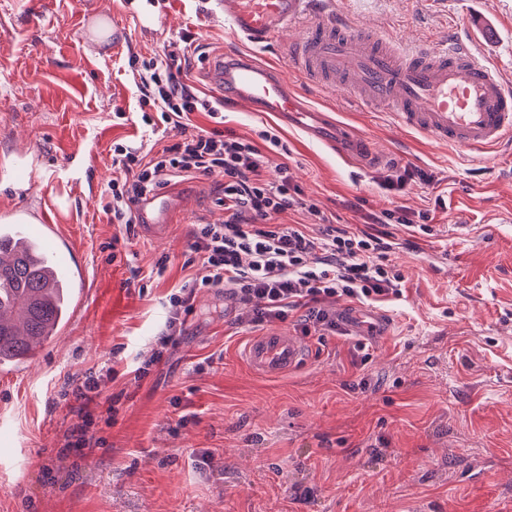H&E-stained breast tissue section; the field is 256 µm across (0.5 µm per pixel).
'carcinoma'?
I'll return each mask as SVG.
<instances>
[{
	"instance_id": "1",
	"label": "carcinoma",
	"mask_w": 512,
	"mask_h": 512,
	"mask_svg": "<svg viewBox=\"0 0 512 512\" xmlns=\"http://www.w3.org/2000/svg\"><path fill=\"white\" fill-rule=\"evenodd\" d=\"M0 235V363L31 357L58 335L70 312L69 282L49 275V264L24 251L9 252Z\"/></svg>"
}]
</instances>
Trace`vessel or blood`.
Masks as SVG:
<instances>
[{"mask_svg": "<svg viewBox=\"0 0 512 512\" xmlns=\"http://www.w3.org/2000/svg\"><path fill=\"white\" fill-rule=\"evenodd\" d=\"M212 2L213 14L223 15L242 44L208 57L205 74L213 93L226 104L272 113L343 160L370 168L380 158L367 136L311 106L294 89L292 75L331 96L359 98L388 112L400 128L463 153L485 152L512 138V90L461 37L477 28L471 17L458 19L445 43L404 48L377 31L350 27L335 0ZM291 27L298 35L286 48V68L256 57V49L276 43ZM180 209L179 195L156 190L135 204L134 222L143 234L159 237ZM20 239L57 269L70 268V251L57 240L53 224L23 225ZM339 313L358 335L383 336L389 330L382 314L352 305ZM243 360L253 374L279 378L306 362L307 353L301 337L268 329L247 340Z\"/></svg>", "mask_w": 512, "mask_h": 512, "instance_id": "1", "label": "vessel or blood"}]
</instances>
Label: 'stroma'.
Here are the masks:
<instances>
[{
	"instance_id": "35a3bbf8",
	"label": "stroma",
	"mask_w": 512,
	"mask_h": 512,
	"mask_svg": "<svg viewBox=\"0 0 512 512\" xmlns=\"http://www.w3.org/2000/svg\"><path fill=\"white\" fill-rule=\"evenodd\" d=\"M159 31L143 28L138 0H0V218L49 215L82 275L61 334L25 363L0 366V512H502L512 505V144L481 159L396 127L354 98L297 89L365 133L382 163L355 167L304 133L246 106L224 109V130H267L287 147L306 194L343 224L400 204L431 208L434 234L390 254L406 278L381 304L388 335L358 349L357 336L307 337L308 361L286 376L253 375L239 355L253 328L235 301L200 290L184 337L148 377L135 380L176 286L203 276L184 264L199 220L222 219L219 177L177 183L183 222L150 238L106 213L112 145L139 143L138 96L127 55L150 58L193 36L188 79L206 89L202 56L235 41L205 0H152ZM350 26L396 44L447 39L465 14H486L493 37L471 40L512 90V0H339ZM126 45L91 34L97 20ZM434 173L438 188L401 195L377 176L392 163ZM116 249H109L113 236ZM166 259L163 277L151 276ZM141 269L145 280L132 276ZM210 367H203L205 357ZM114 368L101 398L118 396L112 421L96 417L103 447L64 450L77 423L72 380ZM180 406H173V397ZM191 415L179 425L181 415Z\"/></svg>"
}]
</instances>
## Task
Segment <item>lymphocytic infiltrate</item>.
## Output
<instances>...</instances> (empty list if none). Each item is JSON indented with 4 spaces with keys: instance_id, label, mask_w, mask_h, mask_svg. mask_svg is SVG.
<instances>
[{
    "instance_id": "obj_1",
    "label": "lymphocytic infiltrate",
    "mask_w": 512,
    "mask_h": 512,
    "mask_svg": "<svg viewBox=\"0 0 512 512\" xmlns=\"http://www.w3.org/2000/svg\"><path fill=\"white\" fill-rule=\"evenodd\" d=\"M181 52V46H174L160 60L141 58L134 51L129 54L148 137L134 146L113 144L118 174L108 183L104 209L130 234L133 206L147 192L175 180L218 174L224 178L218 199L224 219L193 228L184 264L202 265L206 274L170 294L164 325L134 371L138 381L179 345L197 289H227L250 325L284 320L295 313L303 335L321 337L340 329L330 308L336 298L373 304L399 297L404 274L388 259L397 232L413 239L433 233L428 212L402 205L365 214L359 225L342 224L306 195L288 167H281L278 180L270 181L267 155L283 150L280 138L267 130L254 137L220 131L224 101L200 95L183 79ZM194 112L205 113L213 129L166 141L167 130L182 129L185 118ZM292 211L307 213L310 223L285 222ZM99 388L100 376L92 371L73 385L71 410L78 422L66 437L67 447L103 446V438L93 429Z\"/></svg>"
}]
</instances>
